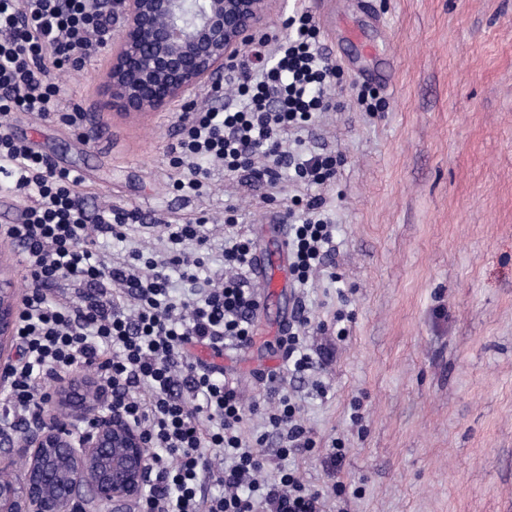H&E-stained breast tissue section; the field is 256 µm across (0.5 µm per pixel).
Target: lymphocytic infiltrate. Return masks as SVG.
Here are the masks:
<instances>
[{
	"instance_id": "lymphocytic-infiltrate-1",
	"label": "lymphocytic infiltrate",
	"mask_w": 512,
	"mask_h": 512,
	"mask_svg": "<svg viewBox=\"0 0 512 512\" xmlns=\"http://www.w3.org/2000/svg\"><path fill=\"white\" fill-rule=\"evenodd\" d=\"M285 25L289 35L268 28L250 41L245 59L227 67L234 100L183 113L170 146L178 191L196 195L206 186L202 160L234 174L252 168L259 154L267 163L252 168L253 175L271 186L288 170L310 184L335 178L332 157L286 146L314 113L334 108L329 87L337 68L308 13L288 17ZM111 29L101 0H0V121L19 112L54 116L60 93L54 72L81 68ZM0 177L27 201L23 222L1 230L32 280L15 332L21 358L10 409L29 415L53 377L89 368L148 439L155 482L140 512H327L326 496L297 471H281L272 481L262 477L259 449L268 438L277 439L283 457L314 446L290 397L269 390L266 431L246 436L236 382L188 353L192 344L218 351L251 341L259 300L250 240L225 235L221 276L205 271L200 252L210 238L200 218L165 225L163 255L115 261L99 243L126 241L139 213L108 207L89 214L79 174L6 136L0 137ZM321 206L314 196L302 212L287 213L291 271L302 287L336 250ZM177 279L188 283L187 293H173ZM213 451L224 458L217 476L224 492L217 497L204 492Z\"/></svg>"
}]
</instances>
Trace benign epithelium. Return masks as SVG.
<instances>
[{
	"mask_svg": "<svg viewBox=\"0 0 512 512\" xmlns=\"http://www.w3.org/2000/svg\"><path fill=\"white\" fill-rule=\"evenodd\" d=\"M270 0H112L108 96L128 115L184 104L264 24ZM19 317L12 259L0 253V346ZM14 360L0 350V392ZM0 512H138L153 481L142 430L112 404V389L58 377L23 425L0 421Z\"/></svg>",
	"mask_w": 512,
	"mask_h": 512,
	"instance_id": "1",
	"label": "benign epithelium"
}]
</instances>
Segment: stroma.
Masks as SVG:
<instances>
[{
  "label": "stroma",
  "instance_id": "obj_1",
  "mask_svg": "<svg viewBox=\"0 0 512 512\" xmlns=\"http://www.w3.org/2000/svg\"><path fill=\"white\" fill-rule=\"evenodd\" d=\"M300 11L341 67L336 106L308 134L338 159L331 184L285 175L246 186L215 168L201 195L179 196L169 147L180 114L105 109L107 46L57 75L60 117L20 113L7 131L78 172L89 212L142 214L145 228L104 243L115 259L157 251L164 225L203 217L207 263L221 272L233 208L272 271L281 255L269 225L285 223L295 197H321L336 226L326 270L266 295L251 342L224 352L247 402L277 375L317 442L285 459L268 443L264 478L290 468L325 492L342 483L332 512H512V0H277L266 24ZM361 92L373 111L356 105ZM75 111L77 127L63 119ZM301 303L309 345L328 353L306 381L289 376L279 343Z\"/></svg>",
  "mask_w": 512,
  "mask_h": 512
}]
</instances>
